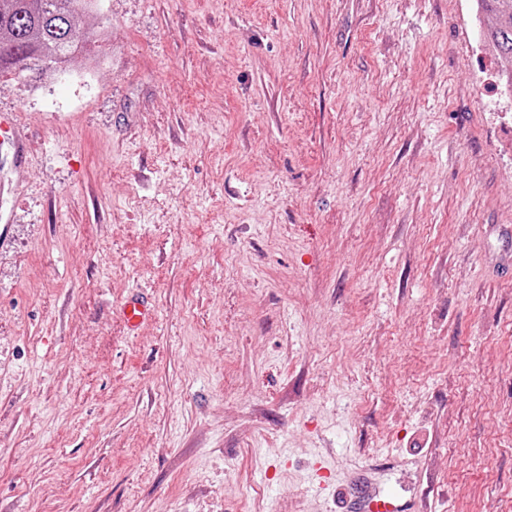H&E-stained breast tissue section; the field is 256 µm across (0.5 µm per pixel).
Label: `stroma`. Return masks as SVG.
I'll return each instance as SVG.
<instances>
[{"instance_id":"stroma-1","label":"stroma","mask_w":512,"mask_h":512,"mask_svg":"<svg viewBox=\"0 0 512 512\" xmlns=\"http://www.w3.org/2000/svg\"><path fill=\"white\" fill-rule=\"evenodd\" d=\"M470 0H99L0 243V512H512V108ZM154 312L129 330L120 305ZM382 470L368 468L341 489L340 509L345 512H425L418 508V498H409L399 492L381 488Z\"/></svg>"}]
</instances>
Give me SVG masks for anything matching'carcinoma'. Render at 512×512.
<instances>
[{"label":"carcinoma","instance_id":"1","mask_svg":"<svg viewBox=\"0 0 512 512\" xmlns=\"http://www.w3.org/2000/svg\"><path fill=\"white\" fill-rule=\"evenodd\" d=\"M475 2L495 13L486 42L507 61L503 76L512 80V0ZM96 9L97 0H0V77L19 67L40 76L69 67L98 40L74 20Z\"/></svg>","mask_w":512,"mask_h":512}]
</instances>
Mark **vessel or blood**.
<instances>
[{
  "label": "vessel or blood",
  "instance_id": "1",
  "mask_svg": "<svg viewBox=\"0 0 512 512\" xmlns=\"http://www.w3.org/2000/svg\"><path fill=\"white\" fill-rule=\"evenodd\" d=\"M0 147L16 158H24L27 136L22 127L10 117L0 115ZM150 313L146 296L133 295L123 305V316L128 324L138 325ZM343 512H420L416 497H405L399 492L381 487V471L368 468L359 473L339 492Z\"/></svg>",
  "mask_w": 512,
  "mask_h": 512
}]
</instances>
